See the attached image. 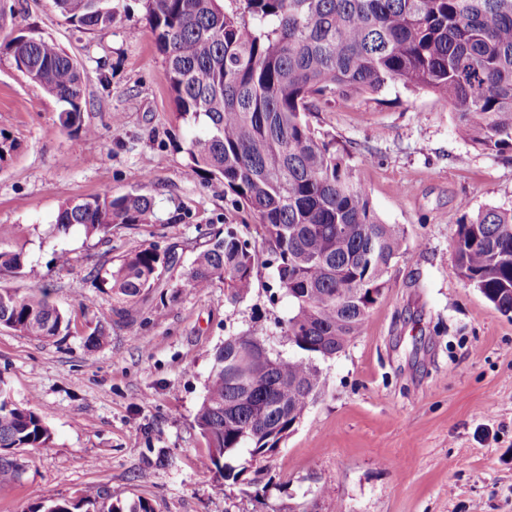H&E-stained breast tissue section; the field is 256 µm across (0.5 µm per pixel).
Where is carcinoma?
Here are the masks:
<instances>
[{
    "label": "carcinoma",
    "instance_id": "obj_1",
    "mask_svg": "<svg viewBox=\"0 0 512 512\" xmlns=\"http://www.w3.org/2000/svg\"><path fill=\"white\" fill-rule=\"evenodd\" d=\"M179 117L194 128L185 153L192 172L224 182V195L257 218L255 232L274 255L276 291L288 318L272 331L255 326L230 336L212 357L194 423L205 468L237 483L299 423L324 386L319 360L342 351L368 321L398 253L403 231L384 223L331 139L305 119L313 101L379 92L389 83L448 99L460 135L491 152L512 151V0H143ZM84 30L112 26L119 0H54ZM15 67L63 104L58 120L87 135L82 101L88 80L53 40L18 34L0 41ZM152 198L134 191L66 199L51 233L75 226L102 239L112 227H150ZM459 274L512 319V210L488 206L459 224ZM256 242L229 226L215 231L186 272L191 288L224 280L230 298L252 287ZM173 260L154 247L130 252L105 271L117 300L151 290ZM24 246L0 232V273H23ZM67 319L38 287L0 286V326L38 340L67 330ZM51 432L33 403L20 405L0 379V485L17 483L23 449L47 448ZM153 512L142 499L112 500L104 485L72 499L41 502L36 512Z\"/></svg>",
    "mask_w": 512,
    "mask_h": 512
}]
</instances>
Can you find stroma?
Listing matches in <instances>:
<instances>
[{
  "label": "stroma",
  "mask_w": 512,
  "mask_h": 512,
  "mask_svg": "<svg viewBox=\"0 0 512 512\" xmlns=\"http://www.w3.org/2000/svg\"><path fill=\"white\" fill-rule=\"evenodd\" d=\"M0 36L53 39L87 71L88 136L63 130L61 104L0 55V229L24 245L23 274L0 284H51L67 335L37 340L0 327V379L33 403L50 447L23 451L21 482L0 486V512H35L94 484L154 512H512V319L459 275L454 236L464 214L512 209V152L463 139L444 98L386 86L373 96L316 102L306 118L334 139L384 223L404 231L382 295L360 336L324 363L325 388L295 431L238 483L219 486L200 463L194 424L211 357L226 337L287 318L271 302L274 268L259 249L250 292L222 281L198 291L184 272L202 230L255 234V217L221 183L192 173L165 57L143 0L112 26L83 30L53 0H5ZM157 222L119 226L111 240L49 232L66 199L132 190ZM176 255L126 315L101 277L129 252ZM70 264L56 265L60 251ZM108 334L85 338L95 324ZM328 494H321V487Z\"/></svg>",
  "instance_id": "obj_1"
}]
</instances>
